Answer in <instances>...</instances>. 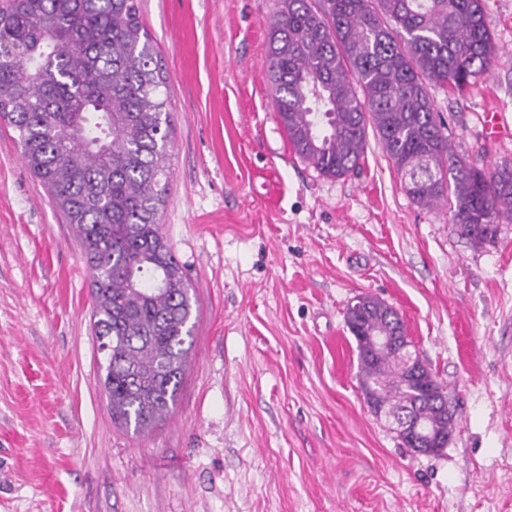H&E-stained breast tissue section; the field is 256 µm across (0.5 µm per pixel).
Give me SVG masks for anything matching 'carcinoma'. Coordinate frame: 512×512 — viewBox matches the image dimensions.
Masks as SVG:
<instances>
[{
	"mask_svg": "<svg viewBox=\"0 0 512 512\" xmlns=\"http://www.w3.org/2000/svg\"><path fill=\"white\" fill-rule=\"evenodd\" d=\"M484 0H279L267 78L293 151L343 178L379 137L405 192L444 206L474 245L512 223V161L490 171L454 155L429 86L461 93L497 48ZM166 77L140 0H0V119L32 175L82 240L96 339L106 338L112 421L136 434L169 413L187 362L192 297L165 242L171 130ZM369 331L402 327L366 296ZM411 352L361 361L360 385L394 418L407 399L453 430L444 396L404 380Z\"/></svg>",
	"mask_w": 512,
	"mask_h": 512,
	"instance_id": "carcinoma-1",
	"label": "carcinoma"
}]
</instances>
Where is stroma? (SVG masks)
Wrapping results in <instances>:
<instances>
[{
	"label": "stroma",
	"instance_id": "35a3bbf8",
	"mask_svg": "<svg viewBox=\"0 0 512 512\" xmlns=\"http://www.w3.org/2000/svg\"><path fill=\"white\" fill-rule=\"evenodd\" d=\"M167 74L161 231L197 298L164 422L116 425L74 226L0 121V512H512V223L475 247L405 193L376 137L340 179L296 155L266 78L276 0H141ZM498 56L430 95L456 154L512 160V0H486ZM401 316L455 417L403 446L369 408L347 305Z\"/></svg>",
	"mask_w": 512,
	"mask_h": 512
}]
</instances>
